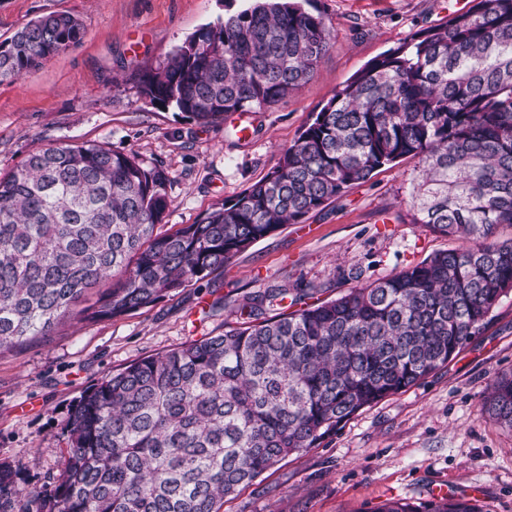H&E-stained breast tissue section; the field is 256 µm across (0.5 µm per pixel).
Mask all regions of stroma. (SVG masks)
Returning a JSON list of instances; mask_svg holds the SVG:
<instances>
[{"label": "stroma", "instance_id": "35a3bbf8", "mask_svg": "<svg viewBox=\"0 0 512 512\" xmlns=\"http://www.w3.org/2000/svg\"><path fill=\"white\" fill-rule=\"evenodd\" d=\"M469 0H313L332 30L311 79L261 112L200 126L150 103L135 74L156 65L199 28L252 0H0V41L53 12L79 18L81 42L0 84V173L39 149L98 142L159 165L171 177L157 232L197 221L214 204L261 180L314 112L370 60L411 34L445 22ZM407 157L304 223L290 224L197 283L128 316H78L0 354V462L28 489L49 492L83 392L130 363L222 333L235 309L268 288L320 287L336 297L391 277L460 239L414 221L409 192L421 176ZM512 371V292L458 355L425 380L368 406L317 448L288 455L223 512H369L390 500L420 504L434 487L475 498L485 512H512V429L482 414L498 376Z\"/></svg>", "mask_w": 512, "mask_h": 512}]
</instances>
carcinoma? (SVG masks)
<instances>
[{
  "label": "carcinoma",
  "mask_w": 512,
  "mask_h": 512,
  "mask_svg": "<svg viewBox=\"0 0 512 512\" xmlns=\"http://www.w3.org/2000/svg\"><path fill=\"white\" fill-rule=\"evenodd\" d=\"M82 22L40 16L0 42V83L80 42ZM296 0H256L197 30L137 86L206 126L259 112L307 83L329 48ZM406 157L425 163L416 223L457 236L383 280L330 300L270 288L236 325L138 360L86 390L50 493L0 463V512H221L289 454L448 365L512 290V0H472L372 59L336 90L278 164L193 224L159 234L169 172L104 144L37 150L0 174V353L49 335L73 303L98 322L152 307L254 243ZM289 305H284V301ZM277 307L279 312L266 316ZM484 410L512 428V373ZM373 512H483L475 499Z\"/></svg>",
  "instance_id": "1"
}]
</instances>
